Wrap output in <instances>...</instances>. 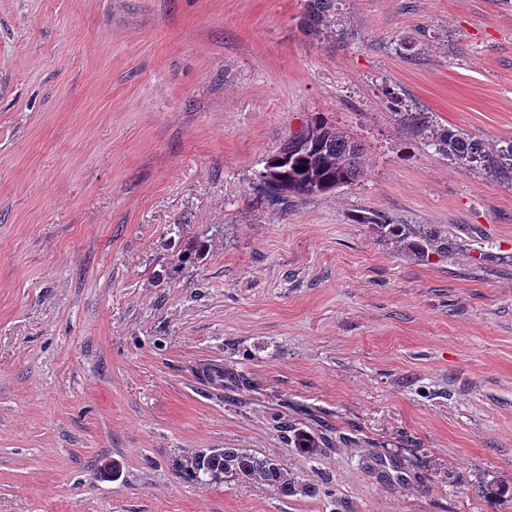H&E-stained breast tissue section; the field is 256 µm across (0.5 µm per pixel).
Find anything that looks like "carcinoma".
Wrapping results in <instances>:
<instances>
[{"instance_id":"1","label":"carcinoma","mask_w":512,"mask_h":512,"mask_svg":"<svg viewBox=\"0 0 512 512\" xmlns=\"http://www.w3.org/2000/svg\"><path fill=\"white\" fill-rule=\"evenodd\" d=\"M401 122L421 139L462 165L487 163L499 171L512 172V142L500 147L495 153L487 152L481 142L464 137L445 126L434 124L425 112H402ZM325 133L317 144L308 150L299 148V131L278 153L264 162L261 178L263 190L270 196L282 199L308 197L335 191L338 184L351 185L359 180L364 168V150L360 143L336 127L329 125L322 117L309 120ZM288 156V163H279V157ZM288 186L289 194L281 192L279 184ZM291 442L305 455L322 452L323 442L306 431L293 432ZM210 468L226 478L242 480L249 484L270 488L279 495L288 497L296 494L313 496L317 488L299 484L278 461L260 456L247 448H219L209 459Z\"/></svg>"}]
</instances>
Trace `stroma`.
Masks as SVG:
<instances>
[{"mask_svg": "<svg viewBox=\"0 0 512 512\" xmlns=\"http://www.w3.org/2000/svg\"><path fill=\"white\" fill-rule=\"evenodd\" d=\"M307 3L0 0V512H512V173L392 103L512 141V0ZM318 115L363 176L270 199ZM401 122L428 145L462 165L486 162L489 168L512 172V142L488 153L481 142L464 137L448 127L435 125L426 112H396ZM484 165V166H486ZM210 457V468L214 473L223 474L225 478L242 480L249 484L270 488L279 495L288 497L296 494L313 496L317 488L299 484L283 464L265 456H259L247 448H217ZM206 452V453H209Z\"/></svg>", "mask_w": 512, "mask_h": 512, "instance_id": "stroma-1", "label": "stroma"}]
</instances>
